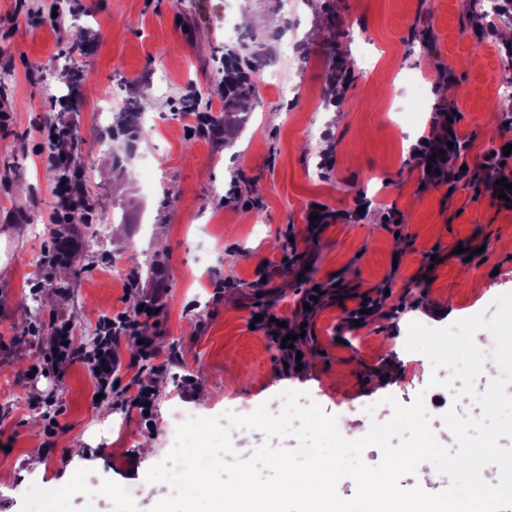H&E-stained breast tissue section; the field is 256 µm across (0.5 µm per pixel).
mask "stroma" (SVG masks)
<instances>
[{
  "label": "stroma",
  "mask_w": 512,
  "mask_h": 512,
  "mask_svg": "<svg viewBox=\"0 0 512 512\" xmlns=\"http://www.w3.org/2000/svg\"><path fill=\"white\" fill-rule=\"evenodd\" d=\"M55 2L0 0V108L10 114L0 126V512H29L35 485L50 512H116L110 496L86 497L93 484L139 490L117 512H151L171 488L146 473L166 459L188 410L207 417L245 400L257 408L294 390L364 430L389 421L434 372L406 349L409 324L491 315L512 293V208L465 179L422 188L412 154L440 106L469 143L456 165L480 169L512 145L495 93L512 83L507 20L474 26L484 0H68L58 14ZM247 12L259 23L225 37V18ZM79 37L80 53L71 49ZM229 49L256 88L246 123L189 133L194 93L212 114L224 111ZM106 95L112 108L102 112ZM130 100L146 123L127 144L112 129ZM49 117L79 130L75 162L99 236L90 220L51 221L57 173L42 164L39 132ZM315 204L355 220L309 240ZM393 210L400 224L385 223ZM56 237L76 256L51 267L44 253ZM290 238L297 257L284 268ZM460 246L476 248L473 260H461ZM434 247L430 269L424 255ZM148 265L153 278L128 288ZM389 275L386 307L341 328L350 293H373ZM330 280L335 301L303 314L305 290ZM158 289L152 332L165 369H121L103 402L79 363L54 381L23 380L40 356L30 321L73 320L74 344L90 349L103 317L136 312ZM262 312L305 322L303 370L285 368L279 345L253 328ZM140 379L156 385L149 429L124 405ZM54 409L60 428L48 438L42 426Z\"/></svg>",
  "instance_id": "obj_1"
}]
</instances>
